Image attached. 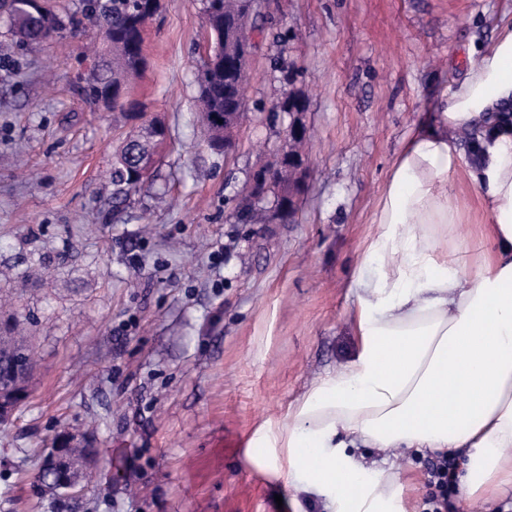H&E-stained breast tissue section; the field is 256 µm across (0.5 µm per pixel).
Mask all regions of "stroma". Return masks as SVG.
Masks as SVG:
<instances>
[{
    "label": "stroma",
    "mask_w": 512,
    "mask_h": 512,
    "mask_svg": "<svg viewBox=\"0 0 512 512\" xmlns=\"http://www.w3.org/2000/svg\"><path fill=\"white\" fill-rule=\"evenodd\" d=\"M250 62L263 111L232 158L193 122L200 0H164L136 99L169 127L151 177L112 197L133 123L77 91L83 39L0 53V322L32 338L31 394L0 427V512H291L246 441L358 348L349 285L402 141L512 26V0H268ZM316 85L312 171L296 223L238 224L231 195L284 147L270 108ZM96 460L70 493L35 481L62 430ZM425 454L398 450L412 512ZM141 182L137 185H131L130 174L126 167V146H121L112 162L113 197L116 199H128L132 193L137 191L136 189Z\"/></svg>",
    "instance_id": "1"
}]
</instances>
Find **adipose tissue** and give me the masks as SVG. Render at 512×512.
Segmentation results:
<instances>
[{
    "mask_svg": "<svg viewBox=\"0 0 512 512\" xmlns=\"http://www.w3.org/2000/svg\"><path fill=\"white\" fill-rule=\"evenodd\" d=\"M510 102L508 27L392 166L353 283L357 354L247 441L249 463L321 496L323 512H410L401 472L358 448L456 457L471 498L512 489V125L482 140L477 163L459 138ZM466 187L474 224L459 204Z\"/></svg>",
    "mask_w": 512,
    "mask_h": 512,
    "instance_id": "ef3b65f1",
    "label": "adipose tissue"
}]
</instances>
